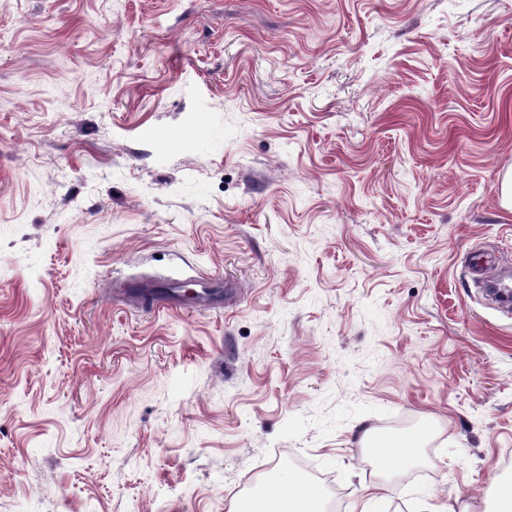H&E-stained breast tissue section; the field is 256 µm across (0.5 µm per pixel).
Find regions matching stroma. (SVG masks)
Instances as JSON below:
<instances>
[{
    "instance_id": "stroma-1",
    "label": "stroma",
    "mask_w": 512,
    "mask_h": 512,
    "mask_svg": "<svg viewBox=\"0 0 512 512\" xmlns=\"http://www.w3.org/2000/svg\"><path fill=\"white\" fill-rule=\"evenodd\" d=\"M511 169L512 0H0V512H498ZM219 278L215 276H200L198 281L202 285L201 291L197 292L199 302H205L211 305H221L228 300V296L232 292L231 288H220L212 285ZM155 288H148V285L130 280L124 288L125 297L133 303L144 304L148 298L153 301L161 302L170 309L177 308L182 294H179L176 288H167L166 293L156 292ZM417 447L418 443L413 446L405 440L395 448H377V453L389 470H397L402 463L412 460ZM298 484L292 476L280 477L271 491L262 489L261 494L249 501L248 496L233 502L228 512H319L313 493H294ZM287 492L288 496H284Z\"/></svg>"
}]
</instances>
